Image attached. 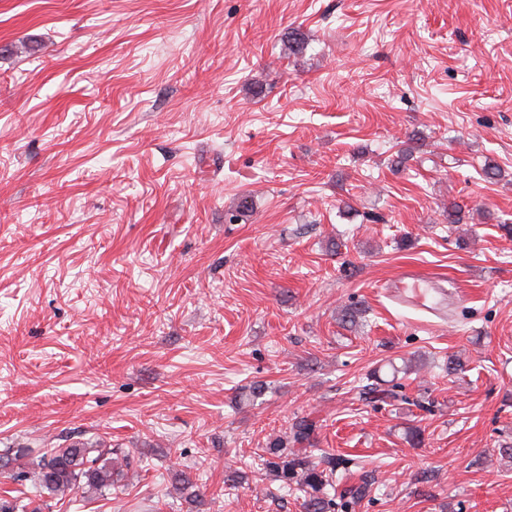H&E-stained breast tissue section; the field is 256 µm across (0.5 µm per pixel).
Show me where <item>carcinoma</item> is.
Segmentation results:
<instances>
[{
  "label": "carcinoma",
  "mask_w": 512,
  "mask_h": 512,
  "mask_svg": "<svg viewBox=\"0 0 512 512\" xmlns=\"http://www.w3.org/2000/svg\"><path fill=\"white\" fill-rule=\"evenodd\" d=\"M368 402L399 398L393 388L382 389L378 383L363 386ZM316 422L308 416L294 417L289 435L277 437L268 448L267 461L283 484L304 493L303 512H331L335 504L332 492L344 479L348 461L326 454L318 461L307 455L312 446ZM19 464L18 477L30 482L38 492L63 500L77 493L105 496L112 487L128 477L127 458L112 457V448L102 442H74L64 448H48L34 453L30 448H6L0 451V465Z\"/></svg>",
  "instance_id": "cac0c4a2"
}]
</instances>
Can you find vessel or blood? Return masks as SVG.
Instances as JSON below:
<instances>
[{"label": "vessel or blood", "mask_w": 512, "mask_h": 512, "mask_svg": "<svg viewBox=\"0 0 512 512\" xmlns=\"http://www.w3.org/2000/svg\"><path fill=\"white\" fill-rule=\"evenodd\" d=\"M387 295L399 306L443 319L448 315V294L433 280L423 278L412 266L404 267L390 283Z\"/></svg>", "instance_id": "1"}]
</instances>
